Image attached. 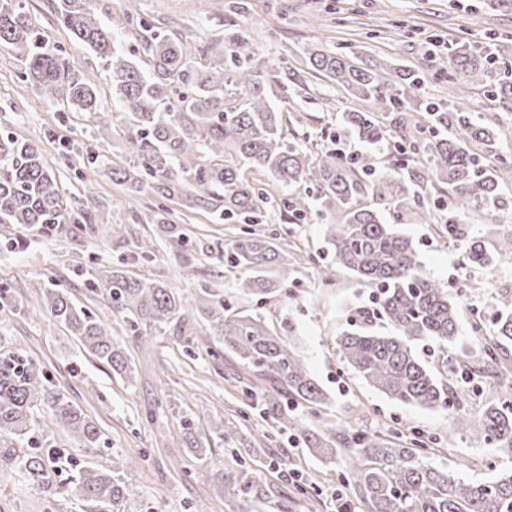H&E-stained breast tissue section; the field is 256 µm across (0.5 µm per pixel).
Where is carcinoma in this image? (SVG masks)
I'll list each match as a JSON object with an SVG mask.
<instances>
[{
	"mask_svg": "<svg viewBox=\"0 0 512 512\" xmlns=\"http://www.w3.org/2000/svg\"><path fill=\"white\" fill-rule=\"evenodd\" d=\"M93 0H58V23L107 63L114 103L123 118L112 124L97 120V136L86 147L85 167L103 166L99 142L118 133L126 140L128 166L112 168V180L133 185L139 193L164 199L191 201L210 208L224 220L241 218L260 224L277 208L293 221L307 219L314 210L333 219L326 243L336 267L372 288L370 305L357 309L359 324L336 339V355L354 375L388 397L407 405L442 408L452 417L445 444L467 432L512 456V296L497 298L491 335L482 320L472 324L479 338L478 352L456 364L464 383L485 379L499 389V399L478 413L458 408L448 384L438 379L419 355V346L440 349L458 336L461 305L470 283L452 292L429 278L411 241L400 235L390 218L403 210L417 224H435L437 231L464 239L470 264L492 265L482 242L464 233L457 215L480 211L500 201L497 168L440 133L448 115L460 134L473 144L491 148L493 130L475 120L466 101V89L480 85L491 100L512 109V75L503 72L490 85L496 62L512 63V36L494 35L486 46L469 42L453 45L440 72L448 82V111L430 112L423 121L405 112L406 86L385 76L378 63L357 65L341 52L303 49L306 70L273 74L269 58L247 42L232 41V66L224 57L191 64L184 43L150 32L144 22L126 16L125 27L141 31L142 67L123 50L112 25L101 22ZM0 47L21 60L23 77L45 99L69 112L97 114L95 85L57 53V47L34 32L16 7V0H0ZM320 75L338 91L374 105L370 112L349 108L340 125L372 148H391L385 172L377 171L371 155H348L339 142L316 149L297 135L287 137L282 112L270 103L275 88L298 92L307 76ZM268 178L263 182L252 176ZM414 187L413 200L392 197L397 182ZM288 189L304 186L305 195L273 199L269 186ZM448 195L439 209L422 201L430 193ZM60 185L46 166L42 149L10 132H0V224L49 232L71 218L76 224L106 223L87 213L71 216ZM165 208H151L150 219L159 231L184 243L183 230L169 223ZM293 253L260 233L245 231L233 242L224 262L241 269V294L261 299L288 287ZM88 289L105 290L124 321L126 331L140 348L151 346L157 333L184 336L201 321L224 345L229 358L272 390L264 417L280 430L295 434L309 453L327 461L345 458L340 474L353 499L365 512H512V471L488 482L460 478L444 466L428 461L430 445L418 435L399 428L383 433L333 429L318 432L291 411L297 406L316 414L329 405L324 389L310 374L300 354L299 341L288 325V335L275 333L259 316L243 314L224 301L186 300L163 282L131 277L114 271L105 278L88 273ZM45 311L95 360L124 375L130 372V354L112 337V326L64 292L46 294ZM388 323L393 335L372 330L375 321ZM48 408L55 421L67 427L87 448L97 444L96 425L68 400L42 366L23 350L0 352V445H8L21 459L27 478L42 489L59 488L84 503L85 512H128V503L140 499L130 477H113L108 470L87 467L59 486L50 481L54 462L51 450L42 449L40 437L47 424H38L36 409ZM232 484L237 496L255 509L264 505L249 470L235 462L218 474Z\"/></svg>",
	"mask_w": 512,
	"mask_h": 512,
	"instance_id": "obj_1",
	"label": "carcinoma"
}]
</instances>
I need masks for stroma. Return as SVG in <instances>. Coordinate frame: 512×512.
Wrapping results in <instances>:
<instances>
[{
  "label": "stroma",
  "instance_id": "stroma-1",
  "mask_svg": "<svg viewBox=\"0 0 512 512\" xmlns=\"http://www.w3.org/2000/svg\"><path fill=\"white\" fill-rule=\"evenodd\" d=\"M21 2L31 25L63 48L95 84L103 97L102 111L112 112L104 63L58 24L53 0ZM93 8L104 21L138 15L152 31L186 38L192 51L204 50L211 56L223 54L226 37L236 34L277 66L292 70L302 68L306 46L325 51L347 48L361 60L386 64L390 71L414 73L417 85L406 97L409 113L426 112L433 104L448 105V84L437 74L443 57L431 51L430 41L447 47L459 39L482 43L493 32L512 34V10L494 0H249L244 15L225 10L224 0H93ZM21 72L16 54L0 48V131L37 143L76 208L108 217L107 229L64 224L52 234L28 239L20 248L13 244L20 228L0 225V288L8 289L21 304L19 311L0 316V349L18 347L40 362L100 432L96 448L88 450L65 426L52 424L47 443L83 465L132 473L141 492L140 512H253L223 483L195 478L199 461L183 440V425L189 421L208 439L211 468L223 470L236 458L246 462L264 494L263 512H278L286 499L297 500L295 512L331 508L324 491L336 484V464L307 454L289 432L272 428L262 418L269 397L263 382L242 365L211 356L218 343L203 325L194 328L199 346L193 353L186 337L165 332L149 349L129 343L133 369L126 377L113 374L106 364L81 351L45 312L44 290L59 285L74 302L89 305L109 322L114 337L126 340V330L110 302L102 295L90 296L85 287L86 272L96 270L156 279L185 298L199 297L207 284L219 299L262 316L273 330L294 331L302 341L309 372L333 398L320 424L346 433L409 427L426 439L447 435L452 422L446 411L389 399L354 377L337 358L336 339L352 323L357 308L368 305L370 289L341 269L331 283H322L315 269L301 264L296 286L263 300L240 294L235 287L240 272L225 265L224 253L240 235L242 224L214 220L209 210L173 199L164 206L190 242L182 247L159 237L149 220L145 196L114 183L108 170L85 168L93 120L79 115L64 120L62 106L42 98ZM275 104L288 120V132L307 136L314 144L335 133L346 152L363 150V143L342 132L338 124L350 98L327 83L309 79L307 88L295 95L283 94ZM468 106L499 132L495 152L503 159L502 201L462 220L464 229L478 235L490 251L512 235V112L496 109L479 87L470 90ZM325 224V218L314 214L292 224L273 211L253 230L278 235L295 244L298 253H312L327 264L331 257L324 244ZM398 230L411 239L424 271L441 286L482 285L462 305L455 343L444 351L434 347L420 351L449 388L457 389L461 408L479 412L492 398L489 388L474 382L468 390H458V380L448 374L446 364L475 346L474 312L493 320L494 296L512 292V263L499 262L490 269L470 266L458 242L438 235L430 225L412 223L406 215ZM142 247L149 249V261L139 258ZM219 418L231 423L230 437L211 432L212 420ZM432 461L472 481L512 468L511 456L496 452L476 433L457 438L453 447L438 448ZM288 463L297 465L322 489L318 500L300 495L296 483L288 481L283 472ZM0 512H81V506L63 492L48 496L27 479L19 461L5 459L0 460Z\"/></svg>",
  "mask_w": 512,
  "mask_h": 512
}]
</instances>
